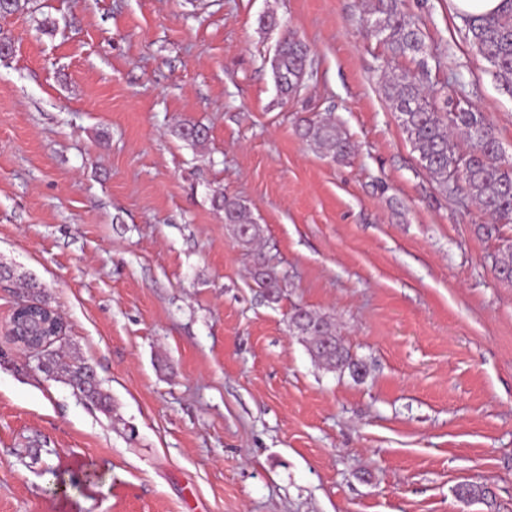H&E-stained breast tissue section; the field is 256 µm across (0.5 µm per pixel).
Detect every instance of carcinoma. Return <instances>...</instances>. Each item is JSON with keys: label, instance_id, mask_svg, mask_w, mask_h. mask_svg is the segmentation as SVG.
Instances as JSON below:
<instances>
[{"label": "carcinoma", "instance_id": "obj_1", "mask_svg": "<svg viewBox=\"0 0 512 512\" xmlns=\"http://www.w3.org/2000/svg\"><path fill=\"white\" fill-rule=\"evenodd\" d=\"M500 13L467 19L470 45L491 66L494 79L512 92V0ZM368 32L387 48L390 59L410 58L417 62L416 75L402 73L388 77L383 94L396 114L397 121L421 167L445 189L460 195L464 205H474L491 218L483 225L486 234H497L500 227L512 224V159L505 157L495 129L488 117L465 104L458 97L445 95L443 106L427 90L425 55L427 47L419 27L401 10V0H372L366 20ZM312 67L311 50L293 32L281 35L271 68L277 91L284 97L294 96L305 86ZM299 135L325 151L336 162L346 160L353 145L341 127L329 118H301ZM463 134L469 144L462 149L453 140V132ZM175 134L182 140L201 146L209 138L208 129L195 123L180 125ZM459 170V185L451 186L448 171ZM213 207L223 212L224 224L233 239L252 256L251 275L265 290L270 301L280 295L281 274L269 264L265 255L254 248L263 228L251 208L241 199L218 191ZM499 278L512 283V243L496 257ZM288 331L308 344L312 358L328 370L347 372L356 381L366 375L362 361L356 359L336 332L330 317L303 307L288 316ZM38 370L78 390L102 411L112 410L111 397L99 385H86L87 366L71 360L59 349L39 353Z\"/></svg>", "mask_w": 512, "mask_h": 512}]
</instances>
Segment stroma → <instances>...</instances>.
<instances>
[{
  "instance_id": "35a3bbf8",
  "label": "stroma",
  "mask_w": 512,
  "mask_h": 512,
  "mask_svg": "<svg viewBox=\"0 0 512 512\" xmlns=\"http://www.w3.org/2000/svg\"><path fill=\"white\" fill-rule=\"evenodd\" d=\"M371 0H28L0 17V512H512V225L443 192L382 93ZM428 80L491 120L512 93L451 0H403ZM273 12L281 29L261 30ZM56 23L42 33L43 19ZM312 73L277 93L282 29ZM331 115L339 164L296 131ZM209 129L205 146L177 125ZM244 200L286 279L268 302L212 205ZM34 278L111 412L8 335ZM332 318L359 381L311 357L287 315ZM82 479L48 492L49 469ZM100 479H86L88 471ZM486 485L466 501L463 484Z\"/></svg>"
}]
</instances>
